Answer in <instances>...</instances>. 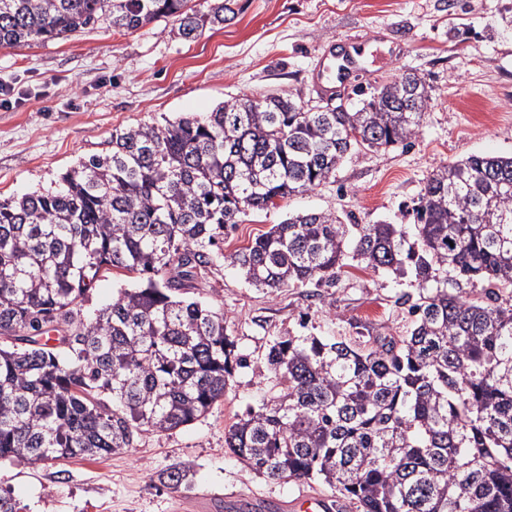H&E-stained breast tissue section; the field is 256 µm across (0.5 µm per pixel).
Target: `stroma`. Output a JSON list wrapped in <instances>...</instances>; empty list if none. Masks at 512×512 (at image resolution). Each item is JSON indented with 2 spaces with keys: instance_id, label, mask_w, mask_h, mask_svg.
I'll list each match as a JSON object with an SVG mask.
<instances>
[{
  "instance_id": "obj_1",
  "label": "stroma",
  "mask_w": 512,
  "mask_h": 512,
  "mask_svg": "<svg viewBox=\"0 0 512 512\" xmlns=\"http://www.w3.org/2000/svg\"><path fill=\"white\" fill-rule=\"evenodd\" d=\"M235 15L188 41L176 22L130 33L103 25L68 39L0 48V198L49 188L79 158L100 153L114 129L207 115L243 95L290 94L316 102L310 74L320 56L350 39L362 55L346 96L373 92L407 70L433 103L410 146L352 151L335 176L276 208L250 211L224 240L247 246L289 216L316 210L346 224H406L436 166L473 153L512 155V0H234ZM410 279L350 263L333 282L269 295L225 262L203 268L188 299L224 308L226 334L247 361L200 421L143 436L101 459L0 464V489L20 512H225L238 500L288 512L292 495L330 496L305 480L272 481L224 447V429L271 386L266 354L276 339L316 336L369 344L408 335ZM189 488H169L174 465Z\"/></svg>"
}]
</instances>
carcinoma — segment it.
<instances>
[{
    "instance_id": "obj_1",
    "label": "carcinoma",
    "mask_w": 512,
    "mask_h": 512,
    "mask_svg": "<svg viewBox=\"0 0 512 512\" xmlns=\"http://www.w3.org/2000/svg\"><path fill=\"white\" fill-rule=\"evenodd\" d=\"M191 0H0V48L172 19L193 40L221 26ZM432 89L405 71L357 103L291 95L220 103L204 117L112 131L48 190L0 200V462L99 459L206 417L246 360L224 310L180 297L223 259L274 294L334 280L346 260L411 274L413 329L372 345L273 342L272 395L224 429L270 480L316 481L357 512H512V155L435 168L417 224H343L308 212L224 254L240 215L310 191L353 150L409 145ZM112 269L141 283L84 313ZM487 284L448 292V274ZM190 467L173 466L179 489Z\"/></svg>"
}]
</instances>
